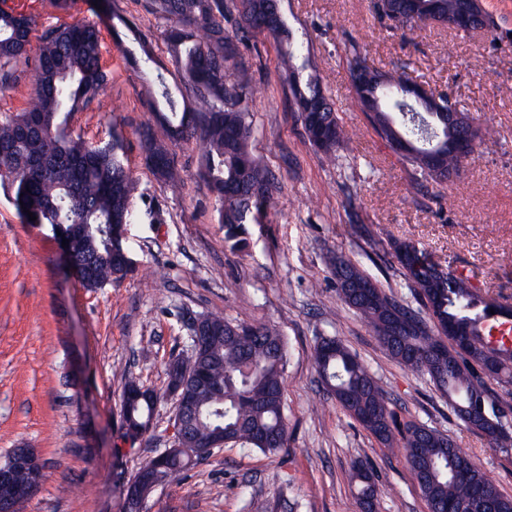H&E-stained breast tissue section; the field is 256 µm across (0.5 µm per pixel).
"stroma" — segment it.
I'll use <instances>...</instances> for the list:
<instances>
[{
  "label": "stroma",
  "mask_w": 512,
  "mask_h": 512,
  "mask_svg": "<svg viewBox=\"0 0 512 512\" xmlns=\"http://www.w3.org/2000/svg\"><path fill=\"white\" fill-rule=\"evenodd\" d=\"M281 14L309 51L348 134L333 158L308 142L272 40H248L253 154L279 191L264 223L231 238L198 177L194 145L168 141L150 107L156 74L179 77L147 0H0L31 13L37 31L86 22L100 30L105 93L113 109L73 113L70 128L104 144L120 135L137 218L127 227L136 264L121 283L83 288L50 226L22 223L14 189L0 181V462L16 448L41 458L43 479L23 512H125L123 488L169 446L175 404L168 368L186 353L187 323L220 315L279 330L288 444L272 453L237 445L213 450L157 487L145 512H360L352 467L379 484L376 512H428L401 449L380 445L325 389L314 348L330 337L354 355L391 399L398 424L436 428L453 438L512 497V447L464 427L427 375L382 348L371 324L345 304L332 264L364 271L412 309L394 243H408L446 270L468 276L489 297L512 304V0H483L490 30L426 25L389 29L373 0H280ZM134 25L114 29L113 15ZM369 64L405 69L463 106L480 132L452 182L423 189L374 132L352 98L348 50ZM150 51L159 71L139 65ZM151 126L180 171L171 182L146 162L139 131ZM156 392L152 427L130 438L122 418L128 381Z\"/></svg>",
  "instance_id": "35a3bbf8"
}]
</instances>
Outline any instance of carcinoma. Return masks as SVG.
<instances>
[{
    "label": "carcinoma",
    "instance_id": "carcinoma-1",
    "mask_svg": "<svg viewBox=\"0 0 512 512\" xmlns=\"http://www.w3.org/2000/svg\"><path fill=\"white\" fill-rule=\"evenodd\" d=\"M448 0H388V17L396 26L413 30L448 11ZM153 14L169 22L162 32L182 86L173 89L156 75L153 106L170 138L180 137L201 150L200 179L214 196L219 223L237 236L247 219L268 215L277 187L275 176L251 152L254 134L247 85L239 77V45L245 34L258 32L277 44L286 83L310 143L330 156L347 135L334 103L324 94L317 74L299 77L293 62L303 42L286 23L268 31L255 22L281 17L278 0H151ZM235 15V30L224 20ZM33 19L13 9H0V91L14 87L31 73L28 106L18 113H0V180L15 186L14 205L23 223L28 213L37 224H84L82 247L97 254V274L82 286L94 290L125 278L111 259V245L100 225L120 214L134 221L128 207L132 178L120 139L91 145L69 131L72 112L95 106L112 111L104 89L99 30L89 23L63 24L42 37L30 57ZM386 85L373 78L353 82V96L369 114L379 137L393 145L398 137L410 141L404 164L427 183H439L436 172L456 167L458 161L435 155L429 128L439 123L414 105L402 88L412 79L406 71L388 74ZM146 158L161 159L153 168L161 178L174 181L178 171L166 145L151 130L142 132ZM397 258L408 287L422 302L421 314L399 304L366 274L343 261L336 262L339 296L373 326L388 354L399 363L429 377L442 395L450 398L463 424L489 434L500 447L512 446V433H490L496 401L485 379L512 385V346L488 339L482 328L489 319L512 318V306L482 295L461 273L444 272L414 246L402 244ZM215 332L212 341L176 362L188 370L187 395L197 403L195 436L209 441L218 436L233 444L272 453L288 442L282 379L286 364L283 336L268 326L235 324L222 316H203ZM458 319L471 323V341L460 345L449 335ZM314 363L328 392L380 444L401 447L411 470L423 476L419 485L430 512H445L462 502L473 512H512V497L501 493L485 471L444 434L427 432L414 424L398 426L386 398L368 370L338 340L318 343ZM122 416L125 426L146 430L152 426L156 403L133 381L125 385ZM192 465L186 454L172 452L158 470L166 480ZM361 501L376 498L378 485L363 466L352 473Z\"/></svg>",
    "mask_w": 512,
    "mask_h": 512
}]
</instances>
